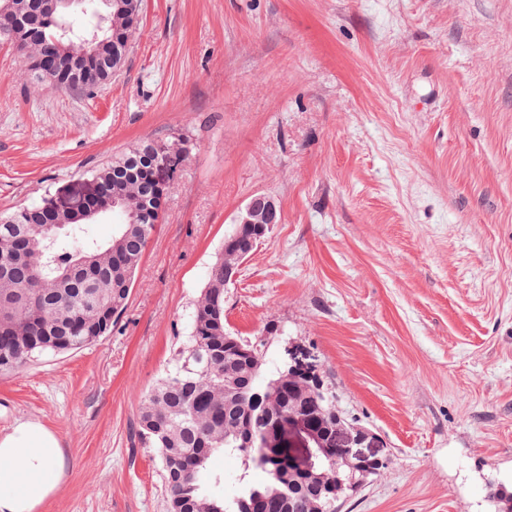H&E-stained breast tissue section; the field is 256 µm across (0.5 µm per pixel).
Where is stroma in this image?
<instances>
[{"label": "stroma", "mask_w": 512, "mask_h": 512, "mask_svg": "<svg viewBox=\"0 0 512 512\" xmlns=\"http://www.w3.org/2000/svg\"><path fill=\"white\" fill-rule=\"evenodd\" d=\"M95 95L0 43V215L145 139L190 153L112 333L0 376L64 473L37 512H166L141 396L168 369L239 211L281 221L227 290L386 466L336 512H507L512 491V0H143Z\"/></svg>", "instance_id": "stroma-1"}]
</instances>
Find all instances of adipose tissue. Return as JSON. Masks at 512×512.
<instances>
[{
    "label": "adipose tissue",
    "instance_id": "obj_1",
    "mask_svg": "<svg viewBox=\"0 0 512 512\" xmlns=\"http://www.w3.org/2000/svg\"><path fill=\"white\" fill-rule=\"evenodd\" d=\"M62 472L60 443L41 423L22 421L0 433V512H36Z\"/></svg>",
    "mask_w": 512,
    "mask_h": 512
}]
</instances>
